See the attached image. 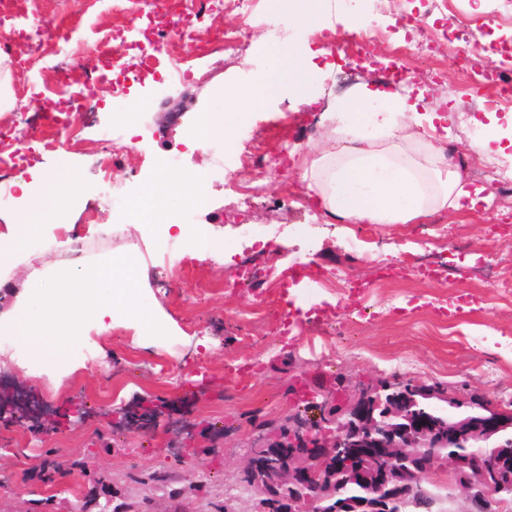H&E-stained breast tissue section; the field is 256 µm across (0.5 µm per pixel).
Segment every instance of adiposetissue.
I'll return each mask as SVG.
<instances>
[{
	"mask_svg": "<svg viewBox=\"0 0 512 512\" xmlns=\"http://www.w3.org/2000/svg\"><path fill=\"white\" fill-rule=\"evenodd\" d=\"M311 59V52L295 46L273 52L268 68L257 73L249 86L225 87V106L244 114L272 96L310 103ZM434 119V113L420 111L418 103L406 97L364 89L330 113L332 145L321 149L318 157L301 159L300 177L327 213L347 221L409 224L440 209H476L481 191L468 189L462 173L454 169L436 135ZM77 186L76 176L66 171L42 177L40 192L29 198L17 218L16 238L9 247L0 246V265L40 224L69 209ZM170 196L185 202L206 201L204 171L191 178L165 176L159 192L150 193L149 200L161 202ZM128 273L124 265L102 270L74 262L69 281L40 296L41 313L26 310L15 317L13 334L26 343L35 364L67 375L68 348L87 306H94L102 319L116 308L141 317L137 283H126L112 299L101 297L107 280Z\"/></svg>",
	"mask_w": 512,
	"mask_h": 512,
	"instance_id": "adipose-tissue-1",
	"label": "adipose tissue"
}]
</instances>
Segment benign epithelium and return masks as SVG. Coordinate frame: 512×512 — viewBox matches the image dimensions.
<instances>
[{"instance_id":"7a95c632","label":"benign epithelium","mask_w":512,"mask_h":512,"mask_svg":"<svg viewBox=\"0 0 512 512\" xmlns=\"http://www.w3.org/2000/svg\"><path fill=\"white\" fill-rule=\"evenodd\" d=\"M420 399L441 401L452 396L425 383H368L358 388L343 409L329 412L321 424L295 419L271 449L253 451L247 458L246 471L257 476L253 491L258 512H317L323 499L336 497L322 467L327 452L338 459L360 458L371 463L370 469L356 475L362 495L355 509L392 512L396 499L409 495L434 469L427 464L419 472L407 470L394 461L413 456L417 448L450 441L474 449L472 461L446 460L450 479L468 498L512 499V476L501 469L499 449L489 446L492 437L512 428V411L475 397L461 403L475 416L450 426L414 414ZM290 485L299 487L300 493L288 498L284 490Z\"/></svg>"}]
</instances>
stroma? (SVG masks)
<instances>
[{
	"label": "stroma",
	"instance_id": "35a3bbf8",
	"mask_svg": "<svg viewBox=\"0 0 512 512\" xmlns=\"http://www.w3.org/2000/svg\"><path fill=\"white\" fill-rule=\"evenodd\" d=\"M417 7L416 0H364L309 29L283 16L270 27L274 0H256L247 19L228 6L215 27L250 23L235 53L200 55L177 81L163 71L127 87L100 85L93 114L74 121L51 153L40 150L44 125L34 105L64 88L79 91L61 71L72 58L98 54L112 0H43V18L73 24L53 57L40 56L20 21L11 22L0 52L32 61L24 77L11 79L29 164L9 175L13 199L0 206V242L13 239L24 207L19 182L60 170L80 180L61 223L41 225L0 266V324L31 306L35 289L67 277L72 228L87 264L122 260L144 279L139 301L155 324L118 310L105 329L87 311L64 378L35 365L18 337L0 335V399L21 392L35 403L24 426L0 423V512H100L107 504L125 512H254L243 489L248 453L291 415L320 422V406L304 400L310 390L333 401L363 383L400 379L512 407V302L491 285L493 261L512 258V240L492 230L512 225V198L481 177L487 158L469 148L505 111L462 95L455 78L431 82L428 67L413 63L397 92L423 96L424 109L448 116V138L469 167L464 181L485 187L489 202L397 227L332 223L316 204L300 202L308 190L296 166L322 140L323 113L382 84L366 66L337 87L341 61L331 47L339 29L359 18L382 34L435 32ZM382 34L367 46L372 59L386 53ZM288 45L318 53L310 81L318 112L274 97L245 115L235 149L220 138L196 146L188 130L197 113L223 111L224 86L249 85L271 51ZM250 138L268 157L287 154V169L248 168ZM124 145L132 153L108 171L90 157ZM201 165L207 203L186 219L197 238L164 233L150 212L116 222L113 194L138 197L162 177ZM302 264L344 280L285 279Z\"/></svg>",
	"mask_w": 512,
	"mask_h": 512
}]
</instances>
